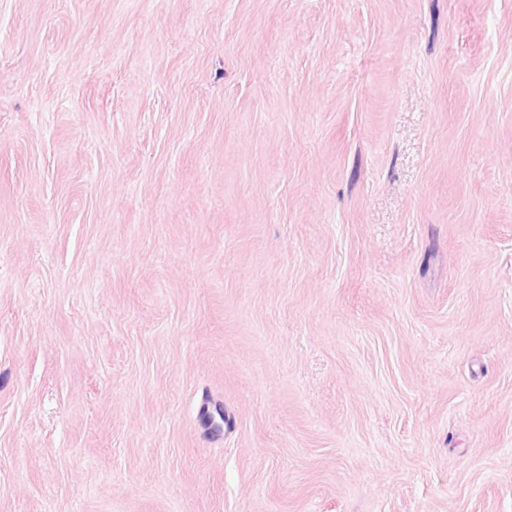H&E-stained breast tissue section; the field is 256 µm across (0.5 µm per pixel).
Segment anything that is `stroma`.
Listing matches in <instances>:
<instances>
[{
	"label": "stroma",
	"mask_w": 512,
	"mask_h": 512,
	"mask_svg": "<svg viewBox=\"0 0 512 512\" xmlns=\"http://www.w3.org/2000/svg\"><path fill=\"white\" fill-rule=\"evenodd\" d=\"M0 512H512V0H0Z\"/></svg>",
	"instance_id": "1"
}]
</instances>
